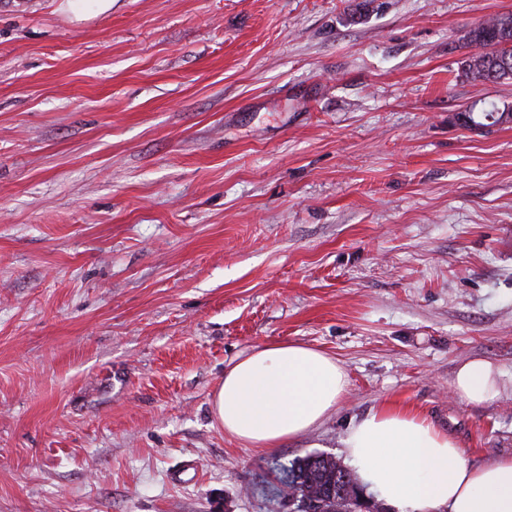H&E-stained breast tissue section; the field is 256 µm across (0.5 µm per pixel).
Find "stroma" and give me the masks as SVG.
Listing matches in <instances>:
<instances>
[{
  "mask_svg": "<svg viewBox=\"0 0 512 512\" xmlns=\"http://www.w3.org/2000/svg\"><path fill=\"white\" fill-rule=\"evenodd\" d=\"M79 5L0 0V512H293L274 464L384 404L511 455L512 123L455 115L512 106L457 76L512 0ZM279 342L348 388L251 448L213 395ZM498 374L493 365L475 358L463 363L457 370L455 394L470 404L489 402L499 394Z\"/></svg>",
  "mask_w": 512,
  "mask_h": 512,
  "instance_id": "obj_1",
  "label": "stroma"
}]
</instances>
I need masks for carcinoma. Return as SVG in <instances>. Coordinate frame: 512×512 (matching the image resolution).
Listing matches in <instances>:
<instances>
[{
	"label": "carcinoma",
	"instance_id": "obj_1",
	"mask_svg": "<svg viewBox=\"0 0 512 512\" xmlns=\"http://www.w3.org/2000/svg\"><path fill=\"white\" fill-rule=\"evenodd\" d=\"M463 40L476 52L458 61V76L478 84L512 80V14L494 15L466 31ZM470 118L481 127L500 124L505 113L492 105ZM284 487L296 493L297 512H359L355 470L323 453L309 454L281 467Z\"/></svg>",
	"mask_w": 512,
	"mask_h": 512
}]
</instances>
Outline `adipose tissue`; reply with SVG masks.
Segmentation results:
<instances>
[{"mask_svg": "<svg viewBox=\"0 0 512 512\" xmlns=\"http://www.w3.org/2000/svg\"><path fill=\"white\" fill-rule=\"evenodd\" d=\"M347 386L336 358L299 343L268 344L225 371L214 413L225 432L272 449L315 428ZM454 390L470 404L491 401L498 374L489 361L468 360ZM343 452L366 491L395 512H512V454L471 467L455 436L418 411L374 409L351 424Z\"/></svg>", "mask_w": 512, "mask_h": 512, "instance_id": "1", "label": "adipose tissue"}]
</instances>
